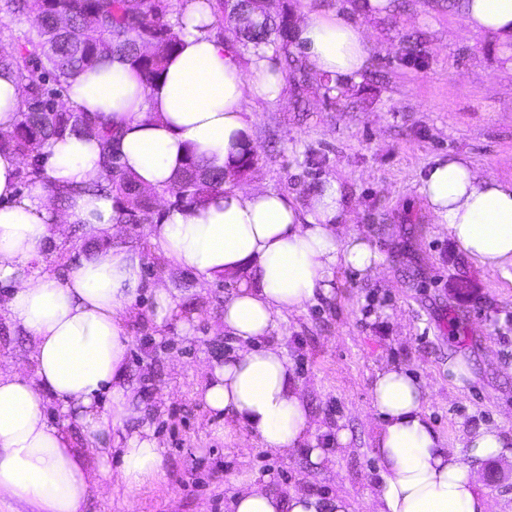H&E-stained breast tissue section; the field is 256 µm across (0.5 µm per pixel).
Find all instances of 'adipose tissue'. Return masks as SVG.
<instances>
[{
  "label": "adipose tissue",
  "mask_w": 512,
  "mask_h": 512,
  "mask_svg": "<svg viewBox=\"0 0 512 512\" xmlns=\"http://www.w3.org/2000/svg\"><path fill=\"white\" fill-rule=\"evenodd\" d=\"M468 29L512 43V0H463ZM175 52L162 76L144 86L120 56L98 59L71 82L66 102L99 115L115 132L112 151L145 188L170 185L189 154L208 169L223 170L248 143L246 100H275L282 73L265 57L242 63L214 37L208 0H185ZM294 42L309 66L336 81L358 78L368 64L362 27L341 14L303 8ZM43 176L19 186L21 157L0 153V315L30 348L32 372L0 366V505L9 512H83L102 482L115 478L128 491L153 479L163 464L150 429L126 432L134 416L136 386L127 378L129 339L125 320L141 294L152 295L153 319L164 325L177 309V292L142 275L137 247L116 243L113 196L91 191L103 175L96 132L79 130L41 150ZM69 191L56 205L49 189ZM436 223L442 224L477 267L512 280V181L481 177L459 158H438L421 174L419 188ZM343 191L325 179L306 205L285 193L225 186L204 204L164 208L145 233L155 253L206 283L237 282L225 300L222 323L236 342L233 353L206 369L199 397L205 406L233 416L259 443L285 455L315 447L317 424L285 348L270 342L288 314L330 295L337 267L375 275L384 261L373 243L340 225ZM104 240L69 265L64 275L46 268L47 248L68 226ZM108 393L111 405L96 404ZM372 402L380 425L374 453L379 475L366 493L370 512H491L477 472L482 463L512 456V441L495 429H478L461 459L426 416L427 391L407 370L377 372ZM58 408L85 436H73L47 416ZM121 460L111 472L109 455ZM225 512H353L343 495L320 497L286 488L271 490L249 478L237 482Z\"/></svg>",
  "instance_id": "1"
}]
</instances>
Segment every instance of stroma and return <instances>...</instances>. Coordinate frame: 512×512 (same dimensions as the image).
Masks as SVG:
<instances>
[{"instance_id":"35a3bbf8","label":"stroma","mask_w":512,"mask_h":512,"mask_svg":"<svg viewBox=\"0 0 512 512\" xmlns=\"http://www.w3.org/2000/svg\"><path fill=\"white\" fill-rule=\"evenodd\" d=\"M281 2L295 19L306 3L341 11L363 28L370 54L358 79L329 88L296 44L272 43L274 59L295 62L283 70L284 94L244 105L257 161L237 186L302 204L336 178L346 223L384 257L371 278L337 268L331 295L288 315L271 335L305 388L327 460L313 466L304 448L275 454L237 419L205 407L202 368L231 348L221 313L236 283L203 284L164 264L144 225L128 224L124 241L142 249L145 277L168 281L182 300L159 327L152 296L140 297V318L126 329L128 378L139 394L129 428L152 430L164 463L131 493L106 482L85 512H224L244 477L275 491L341 493L354 512H368L365 493L378 477L372 385L389 364L425 383L428 418L460 454L478 428L512 435V281L474 266L419 192L422 172L452 155L478 175L512 180V69L502 45L472 33L452 0H389L382 16L362 12L360 0ZM458 359L469 374L457 380L448 364ZM340 429L349 431L348 445L337 444ZM478 483L494 512H512L511 463L484 462Z\"/></svg>"}]
</instances>
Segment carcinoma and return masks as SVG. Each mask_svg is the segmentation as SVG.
Listing matches in <instances>:
<instances>
[{"mask_svg": "<svg viewBox=\"0 0 512 512\" xmlns=\"http://www.w3.org/2000/svg\"><path fill=\"white\" fill-rule=\"evenodd\" d=\"M3 2L12 13L32 22L35 34L29 35L20 27L9 30L8 37L17 40L18 47L0 53V69L15 72L19 82L27 85L19 122L13 131L0 136V150L9 149L30 160V167L23 173L29 182L41 176L38 156L46 142L62 139L85 126H97L101 133L104 178L93 183V188L114 195L118 223H156L152 196L141 191L126 175L111 152L112 127L73 108H58L55 100L66 95L71 79L108 55L129 59L147 84L158 79L178 42L172 24L165 20L163 0H135L133 5L129 0ZM239 9L250 18L249 26L235 30L240 50L259 56L272 39L289 38L288 12L272 11L269 5L257 0H236L232 4L215 0L216 23H223L224 15L232 16ZM156 31L166 34V38L146 56L141 39ZM51 82L52 89L48 88ZM223 186L224 174L211 171L192 155L164 192L175 197L176 205L183 206L202 203Z\"/></svg>", "mask_w": 512, "mask_h": 512, "instance_id": "cac0c4a2", "label": "carcinoma"}]
</instances>
